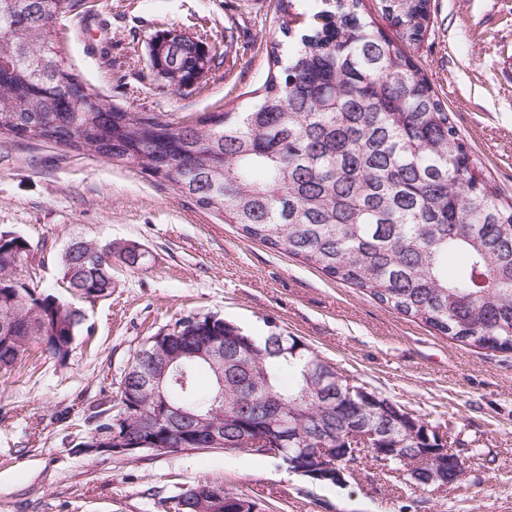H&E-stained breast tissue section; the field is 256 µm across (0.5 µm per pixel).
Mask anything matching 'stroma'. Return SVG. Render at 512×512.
<instances>
[{
  "label": "stroma",
  "instance_id": "obj_1",
  "mask_svg": "<svg viewBox=\"0 0 512 512\" xmlns=\"http://www.w3.org/2000/svg\"><path fill=\"white\" fill-rule=\"evenodd\" d=\"M278 0H91L71 22L66 61L113 104L138 112H225L260 88L288 40ZM414 60L448 107L484 174L512 201V0H431ZM107 27V49L90 47ZM207 39L222 63L187 96L150 73L159 30ZM0 231L36 249L25 270L57 296L60 259L76 239L134 244L146 262L112 263L110 296L82 302L85 333L70 359L40 350L0 376V512H170L199 483L256 500L264 512H512V352L463 345L242 236L172 186L94 155L0 139ZM190 314H214L250 336L300 338L368 391L388 398L462 449L455 487L425 491L362 471L339 486L280 461L224 449L133 457L74 453L92 428L89 403L110 391L149 336Z\"/></svg>",
  "mask_w": 512,
  "mask_h": 512
}]
</instances>
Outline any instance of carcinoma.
Instances as JSON below:
<instances>
[{
	"mask_svg": "<svg viewBox=\"0 0 512 512\" xmlns=\"http://www.w3.org/2000/svg\"><path fill=\"white\" fill-rule=\"evenodd\" d=\"M84 0H0V139L50 140L136 169L174 187L235 224L244 236L303 260L328 278L369 294L399 314L470 347L512 350V202L483 174L460 141L446 104L416 66L412 51L428 30L429 0H379L387 37L364 0H321L312 30L286 60L273 56L255 100L239 111L176 117L106 110L71 102L75 74L54 41L52 20ZM289 36L300 13L278 2ZM215 54L192 43L168 56L170 90ZM25 238L0 231V375L11 374L34 346L65 363L84 318L30 283ZM143 263L135 246L66 253L61 281L88 295L112 294L108 261ZM224 338V386L210 364L176 359ZM151 361L88 406L94 432L73 445L109 446L112 409L124 404L130 426L149 410L162 448L176 439L166 406L206 419L181 438L189 448L205 428H224L229 450L270 432L290 433L287 457L321 448L339 434L371 430L375 447L405 443L393 470L427 488L426 457L439 447L429 423L415 425L386 398L349 392L336 367L302 340L272 332L258 341L214 315H188L154 334ZM166 374L163 399L143 390L140 374ZM211 385L199 383L200 372ZM289 375L288 383L283 376ZM223 410L213 414L219 392Z\"/></svg>",
	"mask_w": 512,
	"mask_h": 512,
	"instance_id": "carcinoma-1",
	"label": "carcinoma"
}]
</instances>
